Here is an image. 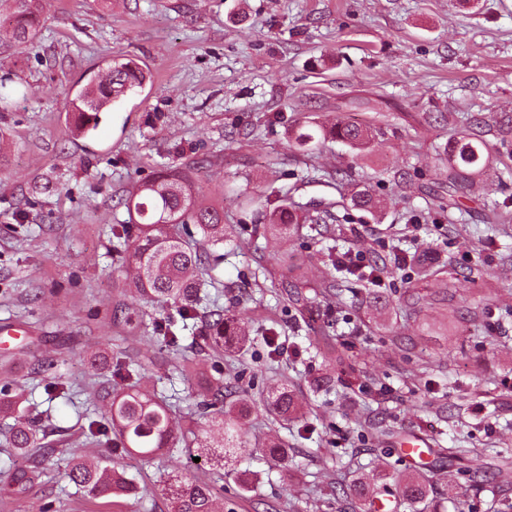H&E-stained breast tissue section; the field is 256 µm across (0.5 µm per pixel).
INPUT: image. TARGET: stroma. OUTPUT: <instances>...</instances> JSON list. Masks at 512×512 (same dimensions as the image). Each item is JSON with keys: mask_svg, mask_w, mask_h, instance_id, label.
<instances>
[{"mask_svg": "<svg viewBox=\"0 0 512 512\" xmlns=\"http://www.w3.org/2000/svg\"><path fill=\"white\" fill-rule=\"evenodd\" d=\"M45 19L26 50L0 43V77L30 86L0 112V389L25 386L46 443L85 457L101 410L97 384L122 385L93 356L103 338L131 355L177 414L188 412L183 358L221 371L231 400L253 407L243 452L223 466L177 448L144 463L123 459L129 479L154 489L168 476L207 482L219 512H348L357 479L394 485L409 470L397 440L512 454V207L499 224L486 205L512 198V0H42ZM137 57L153 82L102 113L93 136L74 139L68 94L104 61ZM333 118L382 127L371 151L326 141L306 158L288 133ZM469 126L501 154L438 209L448 185L437 153ZM185 173L192 193L223 204L241 246L211 270L217 304L250 330L236 353L203 356L196 325L169 362L144 326L169 316L146 308L141 326L112 319L123 296L112 226L128 218L132 186L162 170ZM52 182L48 192L36 187ZM367 188L378 217L352 210ZM254 202L242 207L238 196ZM330 209L339 224L302 228L288 242L256 234L270 197ZM362 270H390L377 316L369 285L338 271L341 298L301 314L270 286L281 253ZM280 348L269 354L264 334ZM62 382L68 395L49 397ZM285 385L305 403L282 420L259 399ZM287 464L265 453L271 440ZM39 477L20 497L6 489L20 460L0 447V512H167L162 496L88 498L58 453L34 455ZM252 474L253 492L240 478Z\"/></svg>", "mask_w": 512, "mask_h": 512, "instance_id": "1", "label": "stroma"}]
</instances>
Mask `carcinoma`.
Here are the masks:
<instances>
[{
    "label": "carcinoma",
    "mask_w": 512,
    "mask_h": 512,
    "mask_svg": "<svg viewBox=\"0 0 512 512\" xmlns=\"http://www.w3.org/2000/svg\"><path fill=\"white\" fill-rule=\"evenodd\" d=\"M7 6L11 21V40L18 49L27 47L35 38L41 23V0H0V7ZM151 83V73L141 62L131 56L112 58L106 67L93 75L74 92L70 110L82 112L86 108L107 112L114 102L127 93L143 90ZM295 144L304 152H312L329 139L336 140L361 151L370 148L377 130L346 120L330 126L311 122L294 133ZM445 154V178L448 180V208L458 207L455 194L467 189L472 181L485 173L493 159L487 142L461 130L448 139ZM130 220L112 225V236L119 240L116 253L124 274V298L112 310L113 320H128V311L136 304L145 303L161 308H176L177 316H168L153 327L156 337L166 345L177 343L178 324L191 320L201 324L202 339L208 351L230 352L249 341L248 332L238 327L234 316L210 308L207 295L202 293L200 269L219 261L224 255L218 249L227 245L237 246L236 228L224 223V209L205 204L192 196L184 177L177 173H161L141 182L124 202ZM352 206L370 215L382 211L381 201L369 191L360 190L352 197ZM336 220L328 210L311 213L295 202L282 203L269 213L264 231L281 240H288L298 233L301 224H326ZM272 287L280 289L297 308L306 310L315 295L333 296L339 285L336 277L325 278L315 284L301 278H282ZM117 354L112 366L117 372H127V383L118 389L104 386L99 398L105 402L102 419L105 425L121 440L122 453L131 458L149 462L161 456L165 449L181 443L184 447L198 448V456L214 455L207 443L211 431L222 432L223 444L219 456L242 450L239 429L247 417L249 406L242 401L228 402L224 396V377L210 381L206 388L211 398L202 403L208 427L198 429L178 422L171 412L167 398L149 389L138 378H133L130 366ZM266 402L283 419L302 417V403L285 386L274 387ZM23 395L0 398V415L12 416L8 447L15 454L28 459L35 449L53 451L41 442V437L26 419ZM448 454V465L461 454L469 456L466 474L473 485L485 475L482 453L469 448H441L439 454ZM65 475L82 487L91 498L110 495H128L137 490L133 481L125 477L123 465L109 463L101 458L75 457L70 460ZM493 477L499 480V498L496 512H512V497L507 483H512V457L500 456ZM36 470L23 466L14 470L11 478L12 492L25 493L34 483ZM430 476L416 471L395 482L388 489L396 507L416 505L428 501ZM161 495L171 504L170 512H215L211 489L199 482H185L179 477L168 480L160 489ZM378 492L371 485L359 481L351 488V512H370Z\"/></svg>",
    "instance_id": "carcinoma-1"
}]
</instances>
